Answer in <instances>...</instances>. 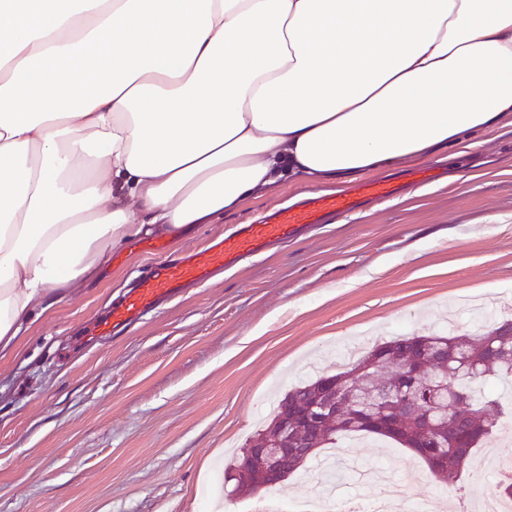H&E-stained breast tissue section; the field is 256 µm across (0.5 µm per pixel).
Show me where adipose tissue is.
<instances>
[{
    "mask_svg": "<svg viewBox=\"0 0 512 512\" xmlns=\"http://www.w3.org/2000/svg\"><path fill=\"white\" fill-rule=\"evenodd\" d=\"M510 114L512 0H0V353L116 247Z\"/></svg>",
    "mask_w": 512,
    "mask_h": 512,
    "instance_id": "adipose-tissue-1",
    "label": "adipose tissue"
}]
</instances>
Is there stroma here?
Masks as SVG:
<instances>
[{
	"mask_svg": "<svg viewBox=\"0 0 512 512\" xmlns=\"http://www.w3.org/2000/svg\"><path fill=\"white\" fill-rule=\"evenodd\" d=\"M457 164L468 180L440 179L314 225L164 302L127 333L87 341L91 322L156 261L137 241L113 250L110 269L0 358V512H203L214 461L248 446L272 400L314 380L316 368L337 370L350 343L463 335L512 319L492 300L512 292V118ZM309 192L284 182L167 240L165 254L203 250ZM496 452L512 455V436L480 447L452 487L386 438H363L336 458L387 462L410 494L452 512L493 491ZM327 457L320 451L270 491L225 500L224 512L319 496Z\"/></svg>",
	"mask_w": 512,
	"mask_h": 512,
	"instance_id": "1",
	"label": "stroma"
}]
</instances>
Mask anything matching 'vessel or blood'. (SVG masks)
Listing matches in <instances>:
<instances>
[{
  "label": "vessel or blood",
  "mask_w": 512,
  "mask_h": 512,
  "mask_svg": "<svg viewBox=\"0 0 512 512\" xmlns=\"http://www.w3.org/2000/svg\"><path fill=\"white\" fill-rule=\"evenodd\" d=\"M398 192L396 183L369 180L360 184L355 193L315 195L279 208L262 220L238 225L233 234L202 251L155 264L135 288L112 304L92 333L109 335L131 327L154 311L162 300L174 297L186 286L209 280L215 271L262 253L268 244L286 242L306 226L326 223L356 211L363 202L391 198Z\"/></svg>",
  "instance_id": "obj_1"
}]
</instances>
